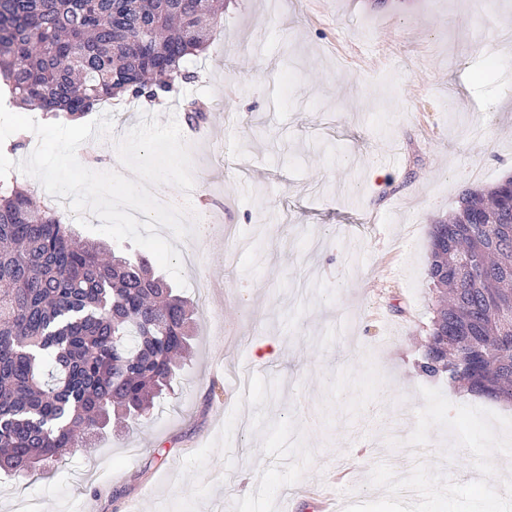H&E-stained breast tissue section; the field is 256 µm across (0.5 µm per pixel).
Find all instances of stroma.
<instances>
[{
  "label": "stroma",
  "instance_id": "1",
  "mask_svg": "<svg viewBox=\"0 0 512 512\" xmlns=\"http://www.w3.org/2000/svg\"><path fill=\"white\" fill-rule=\"evenodd\" d=\"M508 14L512 0H224L193 82L114 105L111 133L77 150L99 171L121 170L114 143L142 113L210 107L206 138H185L192 203L220 216L183 259L192 347L139 421L113 416L51 474L0 473V512H318L345 471L340 505L381 497L366 479L407 456L386 440L413 431L420 388L512 417L419 368L431 226L512 176V58L481 49ZM257 224L256 248L225 264ZM264 341L279 350L260 363ZM449 442L433 429L424 461L476 479L464 449L443 461Z\"/></svg>",
  "mask_w": 512,
  "mask_h": 512
}]
</instances>
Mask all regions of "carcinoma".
<instances>
[{
  "instance_id": "carcinoma-1",
  "label": "carcinoma",
  "mask_w": 512,
  "mask_h": 512,
  "mask_svg": "<svg viewBox=\"0 0 512 512\" xmlns=\"http://www.w3.org/2000/svg\"><path fill=\"white\" fill-rule=\"evenodd\" d=\"M223 14V0H0V83L10 101L73 120L125 96L155 102L195 79L185 61ZM183 112L197 122L208 109ZM429 277L421 371L512 400V178L465 192L433 224ZM191 319L149 259L80 240L13 175L0 180V469L44 474L113 412L149 411Z\"/></svg>"
}]
</instances>
